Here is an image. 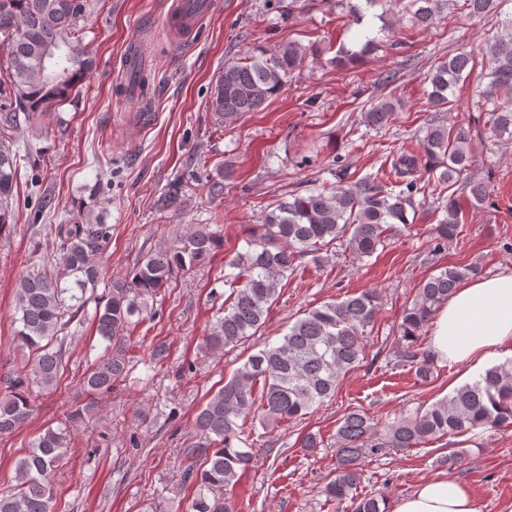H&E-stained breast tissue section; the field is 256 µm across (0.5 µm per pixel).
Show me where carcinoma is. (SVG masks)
Returning a JSON list of instances; mask_svg holds the SVG:
<instances>
[{"mask_svg":"<svg viewBox=\"0 0 512 512\" xmlns=\"http://www.w3.org/2000/svg\"><path fill=\"white\" fill-rule=\"evenodd\" d=\"M449 0H412L410 22L429 28ZM96 0H0V40L5 60L0 63V228L11 223L12 199L21 158L41 157L27 144L25 155L14 149L15 132L24 121L36 125L47 114L80 92L92 66V50L81 46L83 22ZM467 17L484 19L497 29L482 47L488 83L483 91L492 102L490 131L512 138V15L503 16L497 0H465ZM49 47L59 52L54 68L42 66ZM376 47L366 39L357 50L340 48L338 65L351 64ZM307 57L294 41L272 52L255 50L224 65L212 89L209 106L215 125L259 111L288 83ZM472 54L458 53L434 67L427 76L429 101L441 108L453 105L456 86L471 72ZM399 103L384 98L362 114L371 128H384L395 118ZM471 162V135L432 126L420 142V151L402 154L394 168L402 181L388 186L374 177L338 181L333 188L313 189L280 202L225 266L237 273L225 276L232 284L224 315L218 317L203 346L213 352L235 346L261 328L278 288L296 260L340 243L351 258L362 261L384 245L387 227L407 224L408 209L418 192L420 167L438 173L440 186L451 191ZM182 180L171 183L156 208L179 203ZM463 221L456 194L448 195L443 218L433 228V250L453 239ZM57 242L56 258L24 277L16 288L15 313L21 328L18 339L36 351L22 371L0 375L5 393L0 397V435L19 429L32 412V392L56 385L65 338L58 333L65 319L92 315L98 335L106 342L104 354L83 374L81 385L90 396L116 389L125 381L129 363L128 332L132 317L148 308L177 269L202 266L221 248L219 234L198 224L169 249L150 252L126 276L104 281L97 256L111 238L112 226L91 223L76 211L63 224L49 226ZM474 273L472 267H443L423 281L411 308L405 310L396 349V363L415 368L421 380L436 370L437 357L420 351L418 339L436 310L448 301L458 284ZM104 285L105 293L96 290ZM381 294L372 289L327 302L298 319L288 333L247 357L202 405L194 431L211 447H192L183 480L195 490L186 512H234L230 492L239 484L255 457L244 425L250 418L270 425L300 419L334 396L340 380L365 356L367 329L374 325ZM512 423V361L492 366L479 378L456 388L448 397L409 417L379 423L352 410L344 414L336 433L335 476L324 488L330 501L352 503L353 512H386V499L357 495L361 463L394 450L414 448L448 434ZM67 452V427L47 428L31 451L16 463V485L0 494V512H55L54 476Z\"/></svg>","mask_w":512,"mask_h":512,"instance_id":"obj_1","label":"carcinoma"}]
</instances>
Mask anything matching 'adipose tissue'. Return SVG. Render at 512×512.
Instances as JSON below:
<instances>
[{"label":"adipose tissue","instance_id":"adipose-tissue-1","mask_svg":"<svg viewBox=\"0 0 512 512\" xmlns=\"http://www.w3.org/2000/svg\"><path fill=\"white\" fill-rule=\"evenodd\" d=\"M512 343V269L456 288L438 311L432 336L435 355L453 363L483 364ZM392 512H477L467 488L435 477L399 499Z\"/></svg>","mask_w":512,"mask_h":512}]
</instances>
